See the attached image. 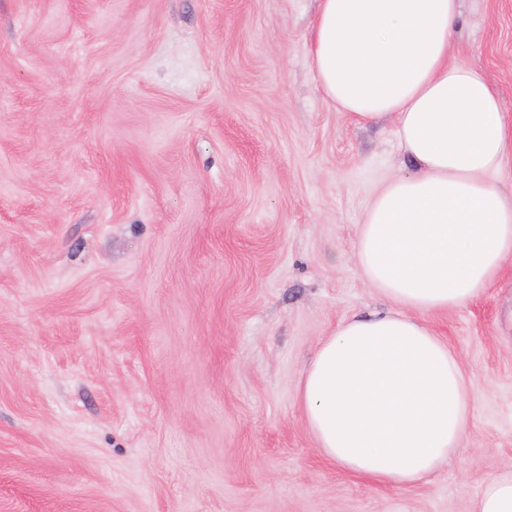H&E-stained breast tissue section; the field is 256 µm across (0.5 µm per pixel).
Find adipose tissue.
I'll return each instance as SVG.
<instances>
[{
  "instance_id": "obj_1",
  "label": "adipose tissue",
  "mask_w": 512,
  "mask_h": 512,
  "mask_svg": "<svg viewBox=\"0 0 512 512\" xmlns=\"http://www.w3.org/2000/svg\"><path fill=\"white\" fill-rule=\"evenodd\" d=\"M459 0H320L310 67L325 99L357 123L393 119L410 171L386 183L356 259L389 310L344 320L298 387L324 456L384 484L437 471L461 442L476 385L425 322L479 298L512 257V151L498 93L449 58ZM472 512H512V469Z\"/></svg>"
}]
</instances>
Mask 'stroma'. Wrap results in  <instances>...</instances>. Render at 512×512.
Returning <instances> with one entry per match:
<instances>
[{
	"label": "stroma",
	"instance_id": "1",
	"mask_svg": "<svg viewBox=\"0 0 512 512\" xmlns=\"http://www.w3.org/2000/svg\"><path fill=\"white\" fill-rule=\"evenodd\" d=\"M318 0H0V512H471L512 465V261L426 315L478 400L411 486L329 463L298 380L387 309L355 246L408 162L309 68ZM449 53L512 126V0Z\"/></svg>",
	"mask_w": 512,
	"mask_h": 512
}]
</instances>
